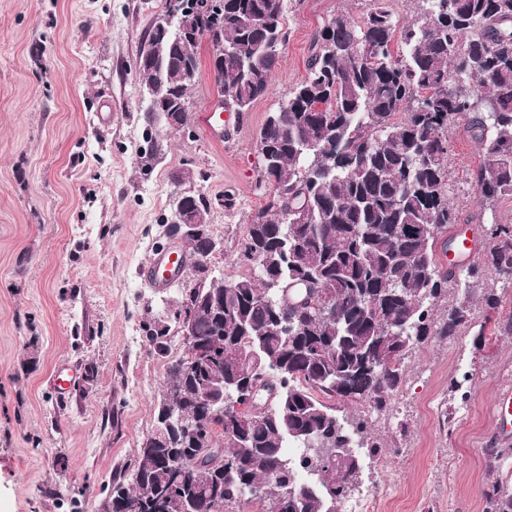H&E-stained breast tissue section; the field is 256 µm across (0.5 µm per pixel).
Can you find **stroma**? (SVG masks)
Segmentation results:
<instances>
[{
	"label": "stroma",
	"instance_id": "obj_1",
	"mask_svg": "<svg viewBox=\"0 0 512 512\" xmlns=\"http://www.w3.org/2000/svg\"><path fill=\"white\" fill-rule=\"evenodd\" d=\"M164 3L0 0V512H96L103 487L153 430L167 364L185 351L175 333L158 356L144 331L196 277L188 266L180 283L154 288L142 275L158 249L188 248L169 233L177 193L196 189L212 203L208 230L222 243L212 276L245 273L239 248L267 201L257 186L259 130L304 77L315 32L372 6L287 0L277 72L251 112L219 134L202 121L217 100L208 41L197 48L187 125L169 129L142 108L136 59ZM448 139L461 223L478 238L484 225L512 224V196L478 205L480 150L465 125ZM488 283L500 306L474 303L458 336L414 345L390 411L339 404V417H364L386 449L344 512L366 492L379 512H484L486 451L512 437L494 411L499 389L512 386V336L496 333L512 317V287L493 274ZM90 364L97 377L87 384Z\"/></svg>",
	"mask_w": 512,
	"mask_h": 512
}]
</instances>
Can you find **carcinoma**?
Returning <instances> with one entry per match:
<instances>
[{
	"label": "carcinoma",
	"instance_id": "obj_1",
	"mask_svg": "<svg viewBox=\"0 0 512 512\" xmlns=\"http://www.w3.org/2000/svg\"><path fill=\"white\" fill-rule=\"evenodd\" d=\"M419 17L402 24L391 0H374L360 18L338 13L313 38L305 76L270 113L259 132V187L273 188L247 224L239 263L249 272L208 279L203 291L181 289L193 308L199 362L168 363L162 400L170 399L193 427L147 435L134 463L112 478L115 510L221 512L248 486L263 487L266 512L285 495L295 512H336L356 483L364 458L379 456L352 437L336 406L317 398L365 401L383 412L393 404L409 349L430 336L448 340L473 319L469 302L485 290L489 271L512 282V224H490V246L464 273L437 256L451 202L448 128L463 121L482 164L476 193L483 208L512 196V0H417ZM264 18L254 29L250 19ZM198 26L219 28L230 52L212 46L211 69L224 103L248 112L280 64L270 52L288 41L286 0H224L220 20L197 15ZM198 41H169L141 66L142 89L157 70L199 69ZM188 87L159 89L187 120ZM295 218L282 224L283 213ZM462 298L438 317L448 287ZM160 356L169 329L146 327ZM266 365L270 390L256 415L233 402L252 380L245 356ZM224 389V414L207 397ZM348 452L310 463L306 436ZM291 444L300 453L288 452ZM202 456L196 469L186 462ZM484 512H512V488L498 478L484 489Z\"/></svg>",
	"mask_w": 512,
	"mask_h": 512
}]
</instances>
